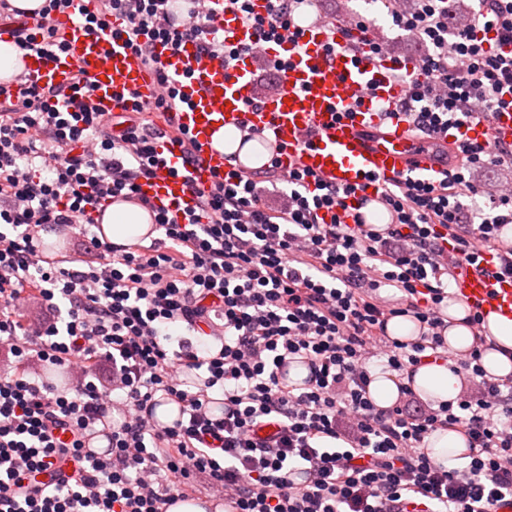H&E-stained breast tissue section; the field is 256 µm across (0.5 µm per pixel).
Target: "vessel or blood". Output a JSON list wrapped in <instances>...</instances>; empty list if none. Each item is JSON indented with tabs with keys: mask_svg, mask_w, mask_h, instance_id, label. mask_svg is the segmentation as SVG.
<instances>
[{
	"mask_svg": "<svg viewBox=\"0 0 512 512\" xmlns=\"http://www.w3.org/2000/svg\"><path fill=\"white\" fill-rule=\"evenodd\" d=\"M218 28L226 43H255L254 29L224 8V0H210ZM98 0H78L77 9L54 17L65 52L23 58L10 93L20 86L37 85L68 90L77 69H84L96 86L100 111L119 112L128 99L145 107L154 105L161 88L142 58L123 46L113 34L121 30L112 19L109 33L93 31L88 15ZM330 35L319 25L305 27L299 43L265 44V53L283 61L279 87L259 104H252L254 61L244 58L233 70L199 54L195 43L179 53L164 46L155 52L173 77L184 103L175 114L177 126L194 144L192 152L164 140L158 143V167L142 194L164 201L170 211L193 206V189H206L217 177L247 174L244 163H229L214 148L212 137L223 127H248L263 136L282 169H298L349 191V206L366 208L379 202L384 183L407 177H440L443 164L435 147L451 143L449 134L421 140L398 117H385L375 101L397 102L405 87L388 82L385 66L361 55L331 51ZM465 137L495 145H512V110L496 113L492 123L473 121L460 129ZM495 254L483 251L480 264L461 263L455 270V294L481 316L512 318V278L494 275Z\"/></svg>",
	"mask_w": 512,
	"mask_h": 512,
	"instance_id": "obj_1",
	"label": "vessel or blood"
}]
</instances>
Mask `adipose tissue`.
Masks as SVG:
<instances>
[{"label":"adipose tissue","mask_w":512,"mask_h":512,"mask_svg":"<svg viewBox=\"0 0 512 512\" xmlns=\"http://www.w3.org/2000/svg\"><path fill=\"white\" fill-rule=\"evenodd\" d=\"M99 221L98 235L116 245L135 242L147 236L151 229L148 211L130 202L109 205ZM444 313L448 323L444 339L449 352L466 354L473 346H480L481 364L488 376L501 379L512 376V318L488 317L481 336L477 337L466 322L468 306L456 296H449ZM405 383L422 400L436 405L456 401L461 388L459 377L447 363L439 360L415 368L405 380L387 372H374L369 385L370 397L377 408H389L399 401ZM426 452L434 463L447 467L469 460L466 438L454 431L432 432L426 439Z\"/></svg>","instance_id":"obj_1"}]
</instances>
